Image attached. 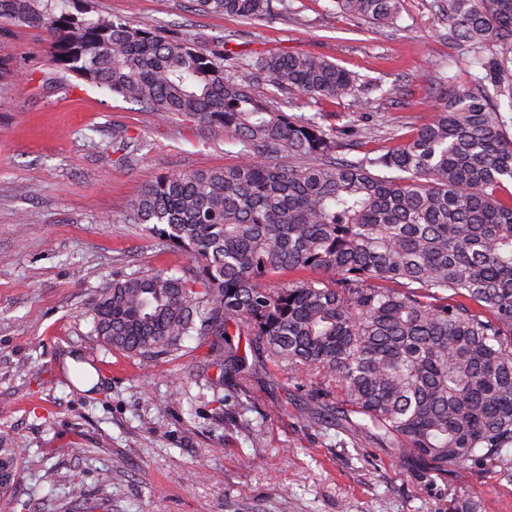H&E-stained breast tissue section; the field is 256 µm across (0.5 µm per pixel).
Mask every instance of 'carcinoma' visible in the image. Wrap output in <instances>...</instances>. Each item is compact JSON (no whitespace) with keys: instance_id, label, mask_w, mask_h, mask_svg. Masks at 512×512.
Returning a JSON list of instances; mask_svg holds the SVG:
<instances>
[{"instance_id":"carcinoma-1","label":"carcinoma","mask_w":512,"mask_h":512,"mask_svg":"<svg viewBox=\"0 0 512 512\" xmlns=\"http://www.w3.org/2000/svg\"><path fill=\"white\" fill-rule=\"evenodd\" d=\"M214 15L258 19L269 0H193ZM345 15L393 25L402 0H334ZM448 41L471 51L512 40V0H446ZM45 30L54 71L138 102L158 118L190 116L224 131L248 160L159 175L125 218L189 255L191 273L112 278L91 299L108 349L151 359L188 336L211 340L212 388L240 374L251 349L313 380L307 414L369 432L423 469L458 478L498 464L512 480V136L485 96L448 95L437 118L357 161H319L335 142L297 123L208 53L95 12L94 0H0V23ZM492 78L512 58H477ZM251 67L280 90L354 96L355 76L290 52ZM283 158L269 164L265 157ZM309 163L295 166L293 159ZM310 276L272 288L283 272ZM22 451L0 437V499Z\"/></svg>"}]
</instances>
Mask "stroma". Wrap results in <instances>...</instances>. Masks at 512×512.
Wrapping results in <instances>:
<instances>
[{
    "label": "stroma",
    "mask_w": 512,
    "mask_h": 512,
    "mask_svg": "<svg viewBox=\"0 0 512 512\" xmlns=\"http://www.w3.org/2000/svg\"><path fill=\"white\" fill-rule=\"evenodd\" d=\"M95 6L245 60L237 81L292 120L319 123L340 159L434 120L443 75L465 93L481 73L443 38V0H404L400 20L384 27L339 13L333 0H270L256 20L207 15L193 0ZM0 44L17 70L0 82V436L22 450L4 512H448L456 498L512 512V482L498 466L426 475L371 434L308 418L306 377L287 379L251 356L252 373L217 393L207 339L187 337L177 354L152 360L104 348L86 313L96 290L117 274L191 266L126 223L134 201L158 175L231 165L239 149L216 127L158 119L75 75L44 83L43 30L10 26ZM283 52L350 70L357 98L279 90L247 65ZM117 127L131 141L116 152ZM68 354L96 370L92 391L73 385Z\"/></svg>",
    "instance_id": "stroma-1"
}]
</instances>
